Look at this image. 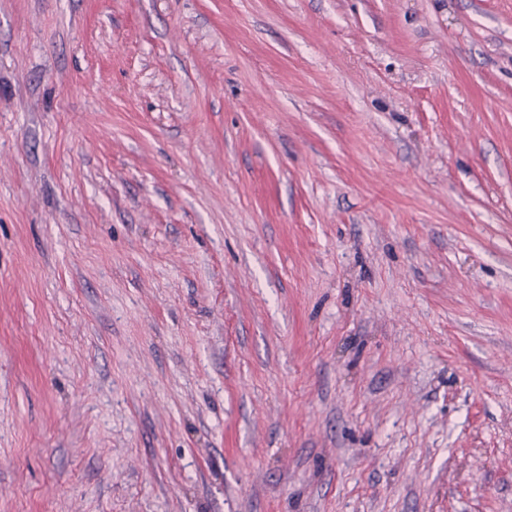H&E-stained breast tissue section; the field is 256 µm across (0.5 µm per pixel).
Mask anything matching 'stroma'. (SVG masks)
<instances>
[{
	"label": "stroma",
	"instance_id": "1",
	"mask_svg": "<svg viewBox=\"0 0 512 512\" xmlns=\"http://www.w3.org/2000/svg\"><path fill=\"white\" fill-rule=\"evenodd\" d=\"M0 512H512V0H0Z\"/></svg>",
	"mask_w": 512,
	"mask_h": 512
}]
</instances>
